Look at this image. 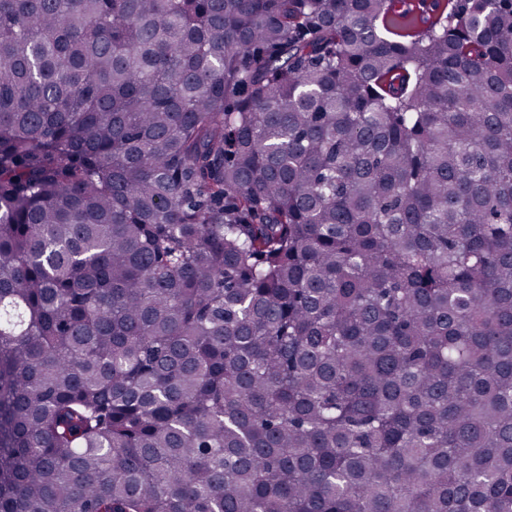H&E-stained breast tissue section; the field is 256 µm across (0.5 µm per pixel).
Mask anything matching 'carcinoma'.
<instances>
[{"label": "carcinoma", "instance_id": "obj_1", "mask_svg": "<svg viewBox=\"0 0 512 512\" xmlns=\"http://www.w3.org/2000/svg\"><path fill=\"white\" fill-rule=\"evenodd\" d=\"M0 0V512H512V0Z\"/></svg>", "mask_w": 512, "mask_h": 512}]
</instances>
